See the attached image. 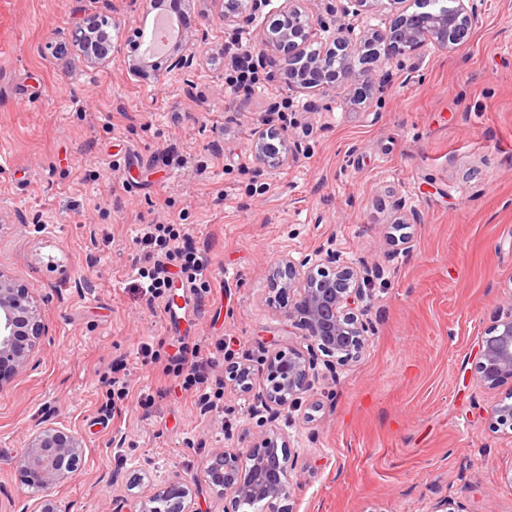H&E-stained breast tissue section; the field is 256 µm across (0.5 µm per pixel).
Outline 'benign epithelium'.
<instances>
[{"label":"benign epithelium","instance_id":"7a95c632","mask_svg":"<svg viewBox=\"0 0 512 512\" xmlns=\"http://www.w3.org/2000/svg\"><path fill=\"white\" fill-rule=\"evenodd\" d=\"M302 2L283 0L278 33L261 38L258 55L284 60L288 86L300 92L344 90L357 101L382 92L383 85L372 78L374 67L401 65L428 43L451 52L469 36L479 15L478 0H448L436 12L409 13L401 8L385 29L356 38L351 28H335L321 16L310 17ZM355 59L361 65L358 72L353 68ZM129 69L135 77L161 80L156 63L144 57L132 61ZM250 150L259 163L269 167L289 159L284 139L273 132L255 138ZM364 279L354 267L339 263L331 251L312 266L281 260L273 285L292 292L288 319L306 331L311 347L341 364L356 358L365 343L368 309L363 305ZM45 335L38 302L0 271V390L29 365ZM265 364L268 385L258 401L275 416L310 390L315 356L295 348L278 349ZM477 375L488 388L512 379V307L497 316L490 333L481 338ZM233 377L241 388L253 389L249 365H238ZM83 459L81 436L46 425L30 436L16 467L25 484L41 492L75 472ZM290 459L285 438L268 433L246 448L218 452L214 468L206 469L203 477L216 493L231 495L229 512H240L253 502L263 504L265 512H280L279 503L290 497L297 483ZM162 495L169 512H196L190 489L182 481H169Z\"/></svg>","mask_w":512,"mask_h":512}]
</instances>
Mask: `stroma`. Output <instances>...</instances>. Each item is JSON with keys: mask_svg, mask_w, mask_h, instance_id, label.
I'll use <instances>...</instances> for the list:
<instances>
[{"mask_svg": "<svg viewBox=\"0 0 512 512\" xmlns=\"http://www.w3.org/2000/svg\"><path fill=\"white\" fill-rule=\"evenodd\" d=\"M172 12L191 64L156 82L129 72L150 0H0V271L48 328L0 390V512H37L15 460L48 424L85 443L49 492L71 512H134L175 477L196 512H224L207 461L273 429L300 479L287 512H433L445 498L512 512V427L489 419L512 379L477 380L480 340L512 306V0H484L467 43L423 49L357 109L288 88L270 57L240 105L224 87L219 0ZM96 21L112 34L102 61L71 37ZM271 129L297 149L278 168L249 151ZM167 211L210 269V293L174 329L139 287L133 243ZM326 249L372 273L365 347L317 364L298 407L271 421L255 399L262 362L308 344L271 271ZM176 334L251 365L252 392L224 383L223 422L169 390L161 363L142 364V343L166 354ZM120 367L125 398L112 394Z\"/></svg>", "mask_w": 512, "mask_h": 512, "instance_id": "35a3bbf8", "label": "stroma"}]
</instances>
